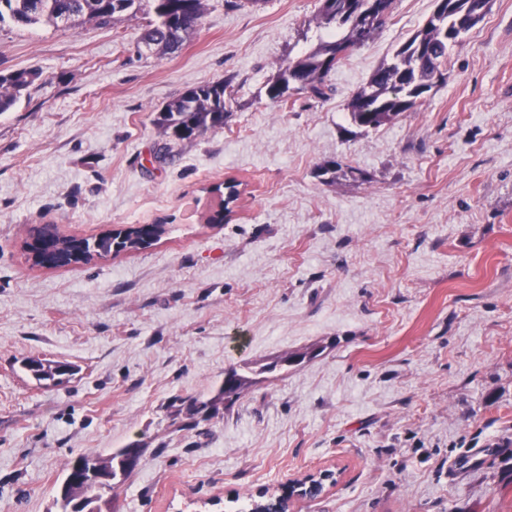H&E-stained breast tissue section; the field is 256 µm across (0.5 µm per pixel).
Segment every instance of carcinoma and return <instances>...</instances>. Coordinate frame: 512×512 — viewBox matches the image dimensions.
<instances>
[{"instance_id": "obj_1", "label": "carcinoma", "mask_w": 512, "mask_h": 512, "mask_svg": "<svg viewBox=\"0 0 512 512\" xmlns=\"http://www.w3.org/2000/svg\"><path fill=\"white\" fill-rule=\"evenodd\" d=\"M313 19L315 27L330 36L319 40L306 53L286 56L277 72L264 86L265 97L273 103H287L295 94L325 97L326 80L354 51L379 34L390 20L395 0H321ZM489 0H436L442 15L440 24L428 19L395 52L389 63L382 64L365 87L348 104L351 122L368 131L392 122L404 112L422 106L434 86L435 74L447 72L448 51L461 43L460 35L468 33L485 16ZM154 19L140 37V43L162 54L177 51L194 33L204 9L205 0H0V25L33 27L47 25L74 28L86 21L109 25L123 14L135 15L142 10ZM41 78L37 70H19L0 74V114L12 110L22 95ZM231 107L224 99V83L198 85L170 100L157 120L162 134L172 140L190 141L207 131L224 126ZM318 176L326 183L339 178L362 179V170L338 160L324 162ZM224 210L212 217L220 223L230 214L229 204L239 197L237 185L226 183ZM42 251L53 255L62 250L68 261L88 264L112 252L137 251L150 247L163 233L160 224L130 225L125 230L106 231L93 241L65 237L49 226L34 230ZM293 354L286 353L254 367H232L230 379L223 381L210 395L179 400L173 412L183 428H196L220 411L231 410L244 392L259 381L293 365ZM26 371L37 382L58 385L73 375L65 362H43L28 359ZM82 463L95 469L96 477L117 489L132 474L127 468L125 449L106 455L83 452L74 456L67 467L64 484L68 500L62 509L85 512L91 486L72 482L75 466Z\"/></svg>"}]
</instances>
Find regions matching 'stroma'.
I'll return each mask as SVG.
<instances>
[{
    "instance_id": "35a3bbf8",
    "label": "stroma",
    "mask_w": 512,
    "mask_h": 512,
    "mask_svg": "<svg viewBox=\"0 0 512 512\" xmlns=\"http://www.w3.org/2000/svg\"><path fill=\"white\" fill-rule=\"evenodd\" d=\"M320 0H206L171 54L148 14L77 29L0 27V73L42 71L0 114V512H60L70 459L143 444L114 512H224L335 467L288 512H512V0L449 51L417 111L365 131L347 104L435 0H395L321 99L262 93L286 51L314 48ZM224 82V127L158 152L157 118ZM339 159L363 181L322 182ZM241 195L209 223L225 181ZM95 237L161 224L152 247L55 269L33 227ZM324 345L180 428L173 397L225 369ZM27 358L67 362L43 387ZM321 481V490L323 493L327 486L336 484V472L330 467L321 469L315 473L307 474L302 479L288 482L295 488V498H309V492L314 491L319 485L313 481Z\"/></svg>"
}]
</instances>
